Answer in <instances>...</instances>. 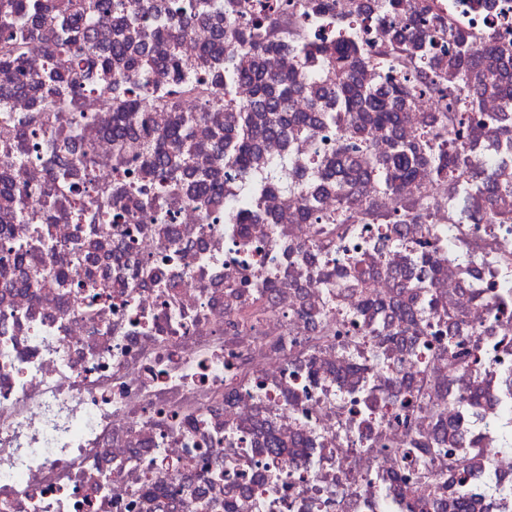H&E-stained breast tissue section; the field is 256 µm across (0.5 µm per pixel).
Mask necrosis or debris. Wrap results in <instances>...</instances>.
I'll use <instances>...</instances> for the list:
<instances>
[{
  "label": "necrosis or debris",
  "instance_id": "1",
  "mask_svg": "<svg viewBox=\"0 0 512 512\" xmlns=\"http://www.w3.org/2000/svg\"><path fill=\"white\" fill-rule=\"evenodd\" d=\"M374 5L290 0L265 45L228 35L223 53L285 80L302 45L340 40L337 18H352L362 86L424 84L393 62L397 30L372 23ZM426 5L453 31L512 43V0L398 11ZM228 25L188 27L182 60L199 64ZM479 71L457 175L423 163L392 192L374 157L440 130L447 99L415 95L389 133L343 136L334 102L308 89L281 113L255 107L254 83L215 84L263 137L246 168L211 163L219 206L196 202L185 173L160 213L136 148L120 159L112 140L124 63L94 96L91 135L60 120L38 144L17 143L16 121L48 101L0 68V242L14 248L0 256V512H512V52ZM302 113L306 132L283 128ZM204 114L206 156L237 121ZM83 152L93 166L71 165ZM61 167L69 189L42 239ZM419 197L429 218L396 223Z\"/></svg>",
  "mask_w": 512,
  "mask_h": 512
}]
</instances>
